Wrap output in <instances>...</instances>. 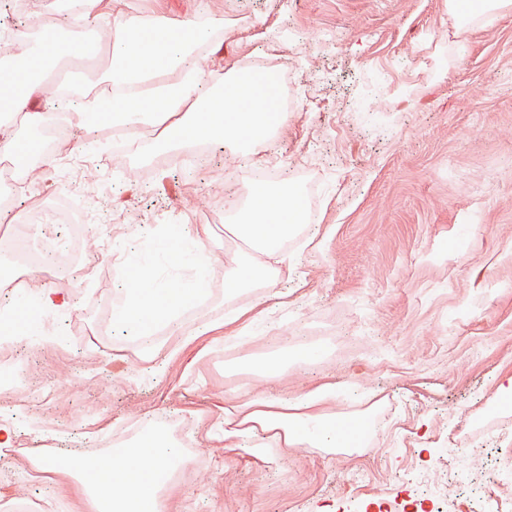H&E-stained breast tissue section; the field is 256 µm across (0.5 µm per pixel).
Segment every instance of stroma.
I'll return each mask as SVG.
<instances>
[{
  "label": "stroma",
  "instance_id": "stroma-1",
  "mask_svg": "<svg viewBox=\"0 0 512 512\" xmlns=\"http://www.w3.org/2000/svg\"><path fill=\"white\" fill-rule=\"evenodd\" d=\"M64 0H0V28L32 26ZM222 19L198 62L211 94L233 68L278 73L285 124L250 162L211 143L149 171L78 135L51 147L53 165L28 162L38 184L24 213L60 195L91 232L84 279L51 285L76 312L45 317L54 343L25 355L29 387L0 390V423L18 439L0 447V512H87L80 479L39 461L77 449L89 458L175 421L187 464L165 487L179 512H419V473L465 512L468 488L448 477L470 467L485 512H512V413L480 419L512 375V14L475 32L454 67L446 0H104L98 25L162 15ZM293 180L311 226L290 239L281 294L266 309L236 302L242 326L185 343L146 370L133 339L112 325L120 274L157 265L161 277L204 276L205 307L224 304L225 201L257 182ZM137 224L206 231L204 269L162 263L134 241ZM316 357L289 360L276 379L259 371L284 339ZM336 386L337 415H366L357 446L333 451L227 448L204 442L225 400H270ZM50 386L33 402L29 388Z\"/></svg>",
  "mask_w": 512,
  "mask_h": 512
}]
</instances>
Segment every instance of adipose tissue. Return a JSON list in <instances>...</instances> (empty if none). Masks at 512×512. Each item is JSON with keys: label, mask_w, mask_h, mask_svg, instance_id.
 <instances>
[{"label": "adipose tissue", "mask_w": 512, "mask_h": 512, "mask_svg": "<svg viewBox=\"0 0 512 512\" xmlns=\"http://www.w3.org/2000/svg\"><path fill=\"white\" fill-rule=\"evenodd\" d=\"M463 0H448V45L451 50L464 46L472 32L492 26L500 17L512 13V0H479L477 7L463 11ZM210 32L198 17L188 16L178 24L162 16L128 21L124 33L112 43L114 86L113 124L137 131L142 127L158 129L155 141L131 140L128 150L140 154L146 148L175 150L199 141L221 140L238 149V157L248 160L249 145L265 140L286 120L277 96L254 86L242 93L241 78L231 73L224 81V92L204 97V78L188 48L208 42ZM11 47L28 78L23 88L0 99V154L13 155L18 140L10 120L22 116L29 127L47 126L53 111L73 112L85 140H93L101 118L89 98L73 101L62 96H44L40 71L60 49L51 40H41L30 48L29 33L18 28L11 33ZM176 69L183 73L174 86H150L157 69ZM198 99V111H185L184 105ZM235 223L225 225L224 237L244 244L235 265L224 277V301L229 311L203 312L185 321L183 308L195 300L201 288L197 281L178 279L160 283L151 265L136 267L119 284L120 300L112 311V323L124 335L140 344L142 358L151 364L163 355L167 337L189 340L205 335L217 325H228L242 316L234 301L249 290H256V304H264L280 281V265L286 259L284 244L301 233L308 222L303 198L297 186L282 181L249 188L243 200L230 202ZM145 244L156 245L163 258H176L178 265L200 267L208 256L199 237L190 235L184 225H170L165 234L144 228ZM336 397L334 385L326 384L293 403H273L261 399L228 401L220 431H207V438L223 440L229 448H250L260 436L279 442L284 448L308 446L333 449L346 432L360 425V417L335 418L324 412L326 403ZM178 443L162 434L148 431L133 444L90 462L70 451L63 458L43 459L44 467L64 465L82 477L84 492L93 512H169L159 481L165 467L184 464Z\"/></svg>", "instance_id": "obj_1"}]
</instances>
